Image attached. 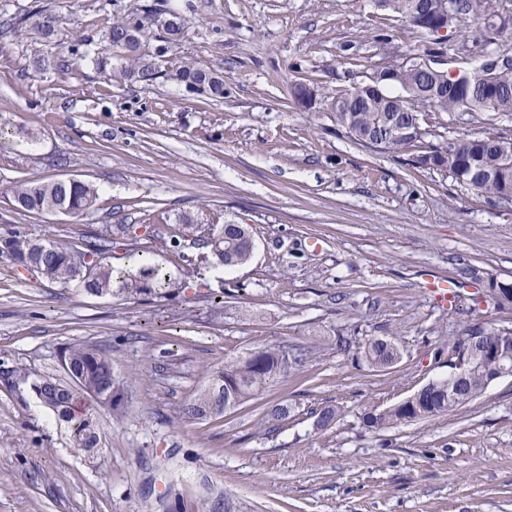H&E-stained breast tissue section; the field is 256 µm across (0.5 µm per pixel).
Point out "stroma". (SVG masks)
<instances>
[{"mask_svg": "<svg viewBox=\"0 0 512 512\" xmlns=\"http://www.w3.org/2000/svg\"><path fill=\"white\" fill-rule=\"evenodd\" d=\"M152 2L0 0V237L76 246L108 225L112 266L144 249L172 281L161 298L97 297L0 253V368L24 374L0 383V512H192L220 496L235 512H512V377L430 421L374 432L362 420L447 377L448 339L468 324L512 328V302L486 295L512 284V205L353 141L291 95L298 82L322 98L365 82L380 34L411 57L422 39L374 0H171L185 37L163 65L223 72L222 100L31 67L30 13L56 15L57 44L101 49L113 19ZM424 119L443 141L512 131V113ZM67 177L98 186L90 214H30L4 194ZM184 214L200 231L248 226L250 262L214 267ZM464 265L461 298L439 306L428 281ZM385 337L401 358L371 369L360 348ZM75 342L110 352L123 384L120 410L92 406V456L30 390L64 377ZM278 346L308 354L224 415L184 419L226 362ZM276 405L287 417H270ZM327 406L337 417L318 427Z\"/></svg>", "mask_w": 512, "mask_h": 512, "instance_id": "35a3bbf8", "label": "stroma"}]
</instances>
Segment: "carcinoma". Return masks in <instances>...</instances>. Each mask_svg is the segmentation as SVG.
Returning <instances> with one entry per match:
<instances>
[{
	"label": "carcinoma",
	"instance_id": "1",
	"mask_svg": "<svg viewBox=\"0 0 512 512\" xmlns=\"http://www.w3.org/2000/svg\"><path fill=\"white\" fill-rule=\"evenodd\" d=\"M437 0H378V5L406 21L415 13L428 14ZM459 23L467 19L482 21V29L475 31V41L492 43L491 35L505 27L500 13V0H448ZM163 26L165 42L173 46L183 39V29L174 10L160 8L142 12L132 11L112 22L105 38L110 54L90 56L91 40L81 39L68 47V58L77 63L90 61L100 70L109 69L111 79L121 83L152 84L163 78L212 98L224 97V76L204 67L194 60H184L178 65L163 69L158 63L162 50L141 49L147 44L151 28ZM55 17L47 14L32 15L31 27L42 38L49 39L54 32ZM117 65H112V59ZM33 66L39 70L55 66L62 68V60L49 48L37 50ZM431 81L422 70L407 68L399 87L387 89L385 95L364 94L351 97L348 90L332 98L327 104L336 126L350 137L362 142L368 138L382 139L381 149L391 153L414 151L413 165L427 168L434 162V170L446 172L459 186L476 192L488 201H499L512 192V169L502 172V161L512 160V134L506 131L492 136L454 138L443 144H433L414 136L391 135L386 129L392 125L409 127L424 112H512V58L500 59L492 72V82L477 72L470 75L468 89L458 92L444 88L430 96H420L409 88ZM15 209L23 212L53 213L60 208L73 215L87 214L96 204L98 187L86 181H48L29 179L6 191ZM4 251L19 265L37 272L42 279L64 288H81L94 296L112 294L118 279L129 280L125 287L139 293L160 290L169 284L167 274L149 260L140 261L138 272L128 277L113 269L107 262L112 251V233L91 232L82 240L81 248L33 239L25 234L13 233L4 238ZM203 246L216 266L239 267L249 262L254 252V240L249 229L241 224H224L209 230ZM90 256L86 265L77 264V257ZM467 327L456 336L448 338V362L466 360L473 373L464 389L474 398L486 389V380L500 368L490 349L497 346L512 348V331L484 327V335L470 336ZM371 368L387 369L398 361L400 351L396 344L374 339L361 351ZM285 347L259 349L243 359L224 364L212 382L184 409L188 420L222 415L224 411L241 405L252 397L259 387L276 373L288 368L289 363L301 362L303 356H291ZM65 371L69 378L61 382L42 378L31 384V391L55 415L70 425L72 441L76 448L90 451L99 444L97 421L94 415L78 409V404L91 399L118 408L122 387L114 375L112 356L106 350L87 344H74L62 351ZM454 382L448 378L435 380L423 388L414 406L393 404L380 408H365L364 425L371 431H380L398 424L432 420L457 407L448 399Z\"/></svg>",
	"mask_w": 512,
	"mask_h": 512
}]
</instances>
